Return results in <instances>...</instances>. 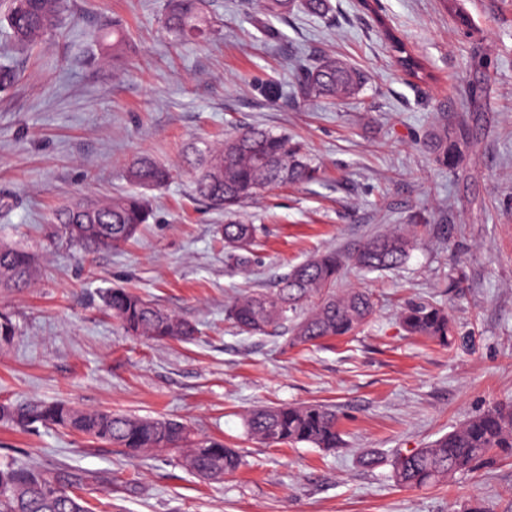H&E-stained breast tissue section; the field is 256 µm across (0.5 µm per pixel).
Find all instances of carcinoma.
Masks as SVG:
<instances>
[{
    "mask_svg": "<svg viewBox=\"0 0 512 512\" xmlns=\"http://www.w3.org/2000/svg\"><path fill=\"white\" fill-rule=\"evenodd\" d=\"M202 0H168L165 27L185 40L205 39L212 18ZM67 0H8L5 21L8 36L21 49L33 50L44 33L59 25ZM401 71L424 81L429 78L417 57L403 41L376 17ZM97 42L104 54L118 64L128 37L117 24L102 31ZM365 75L334 57H323L298 78L303 97L344 98L358 92ZM465 120L456 119L429 140L437 161L456 168L462 154L459 140L466 135ZM195 197L224 210V257L240 271L251 267L260 225L239 217L240 208L272 185L309 183L319 167L305 146L285 133L252 126L224 136L217 147L194 145L183 156ZM128 179L137 191L108 202H77L57 211V236L85 253L117 248L134 239L151 217L147 190L166 186L171 170L156 161L138 157L128 168ZM417 244L415 235L398 231L378 234L349 252L328 251L291 267L280 276L275 289L235 300L227 318L242 333L259 334L271 326L291 324L294 345H313L323 340L350 336L374 312V300L365 290L347 288L336 293V280L346 268L366 273L400 268ZM35 273V258L19 245H0V286L26 288ZM104 305L131 336L156 341L190 340L198 325L164 310L126 288H109ZM407 333L440 344L453 334L448 309L427 300L404 304L398 316ZM0 424L21 430L54 427L125 449L138 456L168 451L200 475L236 471L242 464L238 449L218 438L195 435L174 418H147L106 410L76 409L62 401L25 407L0 404ZM248 434L268 446L309 445L332 450L342 444L336 406L316 403L301 406H262L244 419ZM512 458V404H498L476 414L425 448L398 451L390 461V477L405 489H420L472 475L498 459ZM86 476L69 468L40 470L12 457L0 460V512H89L82 495Z\"/></svg>",
    "mask_w": 512,
    "mask_h": 512,
    "instance_id": "cac0c4a2",
    "label": "carcinoma"
}]
</instances>
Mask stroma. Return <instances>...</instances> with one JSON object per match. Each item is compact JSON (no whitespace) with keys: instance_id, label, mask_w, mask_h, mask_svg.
<instances>
[{"instance_id":"35a3bbf8","label":"stroma","mask_w":512,"mask_h":512,"mask_svg":"<svg viewBox=\"0 0 512 512\" xmlns=\"http://www.w3.org/2000/svg\"><path fill=\"white\" fill-rule=\"evenodd\" d=\"M459 3L464 26L448 0H381L426 81L398 70L361 0H332L325 18L206 0L214 28L199 42L166 34L165 0H69L31 55L0 29V64L20 75L0 91V241L26 247L37 264L32 287L0 288V315L15 326L0 342V403L176 418L223 438L243 464L207 480L166 453L132 456L45 427H0V456L84 473L93 512H512V459L417 490L395 487L389 466L360 462L426 447L512 402V0ZM115 22L131 43L117 68L88 37ZM320 55L363 70L367 84L345 99L303 98L299 68ZM473 84L483 89L476 99ZM454 114L469 137L451 170L427 141ZM247 126L303 141L320 177L268 188L242 208L265 233L240 272L224 260L223 211L191 195L179 164L187 144ZM141 155L174 178L148 192L152 216L133 240L88 258L50 245L57 209L129 191L127 168ZM395 227L419 237L403 268L349 269L338 282L374 296L357 335L304 347L287 326L248 335L227 320L235 299L273 288L289 267ZM108 287L139 291L199 323L200 335H126L103 307ZM418 298L449 306L450 344L399 328L401 305ZM315 402L336 406L342 448L268 447L245 430L251 409Z\"/></svg>"}]
</instances>
